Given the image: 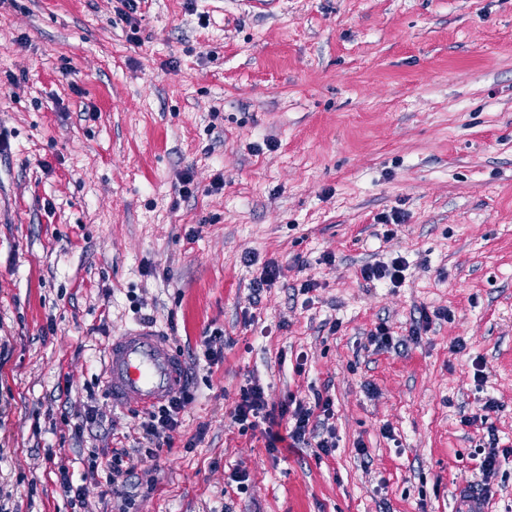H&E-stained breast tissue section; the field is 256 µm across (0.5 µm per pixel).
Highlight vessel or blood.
<instances>
[{"label":"vessel or blood","mask_w":512,"mask_h":512,"mask_svg":"<svg viewBox=\"0 0 512 512\" xmlns=\"http://www.w3.org/2000/svg\"><path fill=\"white\" fill-rule=\"evenodd\" d=\"M104 385L113 404L132 401L141 409H152L182 389V358L160 331L146 325L130 327L107 345ZM456 508L458 512H487L484 491L461 490Z\"/></svg>","instance_id":"obj_1"}]
</instances>
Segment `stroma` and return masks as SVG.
<instances>
[{
	"label": "stroma",
	"instance_id": "35a3bbf8",
	"mask_svg": "<svg viewBox=\"0 0 512 512\" xmlns=\"http://www.w3.org/2000/svg\"><path fill=\"white\" fill-rule=\"evenodd\" d=\"M399 255L400 287L360 278ZM149 320L192 399L129 512H455L489 436L512 448V0H0L10 512H71L47 450L78 476L89 449L145 447L103 372ZM381 324L401 347L370 345ZM250 378L274 403L330 396L334 453L241 430ZM488 396L487 425L464 426ZM91 405L105 417L75 434Z\"/></svg>",
	"mask_w": 512,
	"mask_h": 512
}]
</instances>
